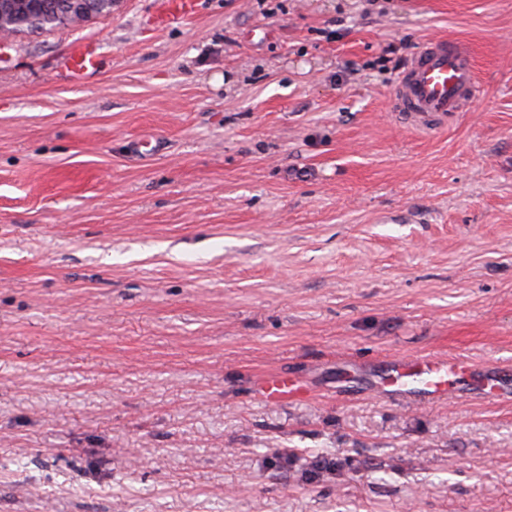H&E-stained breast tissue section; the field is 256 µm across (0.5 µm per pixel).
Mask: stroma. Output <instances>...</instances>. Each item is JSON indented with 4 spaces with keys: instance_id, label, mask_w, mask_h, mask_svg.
<instances>
[{
    "instance_id": "1",
    "label": "stroma",
    "mask_w": 512,
    "mask_h": 512,
    "mask_svg": "<svg viewBox=\"0 0 512 512\" xmlns=\"http://www.w3.org/2000/svg\"><path fill=\"white\" fill-rule=\"evenodd\" d=\"M154 7L0 49V512H512V402L372 393L512 367V0ZM80 37L101 71L52 79ZM439 37L479 94L422 130ZM199 0H160L154 15L157 27H166L172 22L184 24L198 12ZM477 91L473 56L462 43L439 38L427 42L400 78L395 109L416 127L427 129L461 112ZM394 365L397 368L383 383V387H374L375 394L393 395L395 393L407 398L416 396L415 393H417L419 396L434 398L448 393V377L456 375L458 370L465 368L461 362L437 357H416L409 361L398 359L395 360ZM413 383H418L420 386L415 387ZM257 394L267 402H287L306 399L311 391L303 381L275 372L259 379Z\"/></svg>"
}]
</instances>
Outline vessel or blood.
Returning a JSON list of instances; mask_svg holds the SVG:
<instances>
[{
    "instance_id": "vessel-or-blood-1",
    "label": "vessel or blood",
    "mask_w": 512,
    "mask_h": 512,
    "mask_svg": "<svg viewBox=\"0 0 512 512\" xmlns=\"http://www.w3.org/2000/svg\"><path fill=\"white\" fill-rule=\"evenodd\" d=\"M198 4L199 0H159L154 23L164 27L189 22L198 12ZM99 66L95 47L79 38L71 43L62 60L61 76L69 84L80 85ZM476 91L469 49L458 41L439 38L427 42L412 59L400 78L394 105L416 127L427 129L445 123L449 113L463 111ZM461 367V362L436 357L400 360L386 384L399 395L433 398L447 392L449 376ZM476 386L489 390L497 400H512V388L496 376L478 377ZM257 394L268 402H287L308 398L311 391L303 381L275 372L260 378Z\"/></svg>"
}]
</instances>
